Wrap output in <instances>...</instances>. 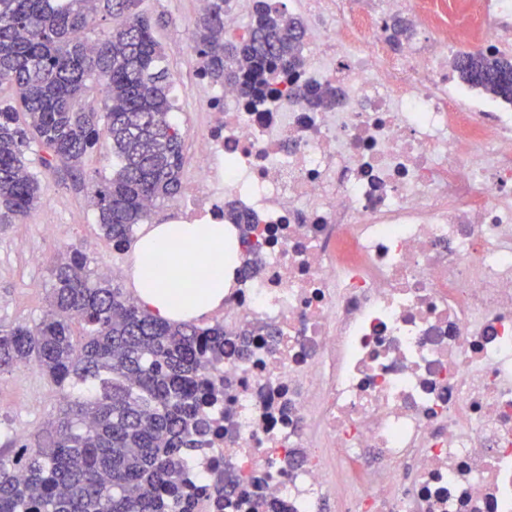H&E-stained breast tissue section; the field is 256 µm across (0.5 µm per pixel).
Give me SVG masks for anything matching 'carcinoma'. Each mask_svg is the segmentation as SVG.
I'll return each instance as SVG.
<instances>
[{
  "instance_id": "carcinoma-1",
  "label": "carcinoma",
  "mask_w": 512,
  "mask_h": 512,
  "mask_svg": "<svg viewBox=\"0 0 512 512\" xmlns=\"http://www.w3.org/2000/svg\"><path fill=\"white\" fill-rule=\"evenodd\" d=\"M140 0H0V222L27 216L40 183L25 163L31 143L46 167L76 170L100 134L112 141V176L92 191L103 238L117 250L137 239L153 207L182 188L183 136L165 53ZM229 0H207L192 33L210 82L231 83L248 103L264 98L276 69L302 65L305 27L267 0H253L248 34L224 38ZM124 23L87 36L99 15ZM460 81L512 101V57L461 52ZM92 85L103 107L85 102ZM336 89H308L312 106ZM246 252L252 224L230 210ZM49 309L32 324L0 325V374L37 370L61 392L57 411L29 443L0 448V512H181L189 451L207 429L206 370L224 362V325L161 321L72 247L47 283Z\"/></svg>"
}]
</instances>
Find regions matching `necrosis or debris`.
Segmentation results:
<instances>
[{
    "label": "necrosis or debris",
    "mask_w": 512,
    "mask_h": 512,
    "mask_svg": "<svg viewBox=\"0 0 512 512\" xmlns=\"http://www.w3.org/2000/svg\"><path fill=\"white\" fill-rule=\"evenodd\" d=\"M296 2L304 67L256 107L208 97L176 208L250 215L257 260L224 290L187 508L512 512V102L448 66L512 55V0Z\"/></svg>",
    "instance_id": "necrosis-or-debris-1"
}]
</instances>
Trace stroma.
<instances>
[{
    "label": "stroma",
    "mask_w": 512,
    "mask_h": 512,
    "mask_svg": "<svg viewBox=\"0 0 512 512\" xmlns=\"http://www.w3.org/2000/svg\"><path fill=\"white\" fill-rule=\"evenodd\" d=\"M153 33L166 54V64L176 84V115L184 139L207 124L203 100L211 88L195 80L199 58L191 40L199 15L197 0H141ZM44 152L31 144L27 159L37 172L41 199L30 215L12 224H0V324L33 323L48 308L45 283L59 253L80 246L96 267L113 265L124 288H132V252H119L97 234L96 216L88 202L92 185L111 173L112 143L101 138L80 170L70 171L60 161L41 165ZM56 226L47 234L44 226ZM40 263H31V255ZM59 393L30 368L0 375V429L33 437L60 403Z\"/></svg>",
    "instance_id": "35a3bbf8"
}]
</instances>
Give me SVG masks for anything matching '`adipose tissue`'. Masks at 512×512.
I'll return each instance as SVG.
<instances>
[{
	"instance_id": "ef3b65f1",
	"label": "adipose tissue",
	"mask_w": 512,
	"mask_h": 512,
	"mask_svg": "<svg viewBox=\"0 0 512 512\" xmlns=\"http://www.w3.org/2000/svg\"><path fill=\"white\" fill-rule=\"evenodd\" d=\"M133 280L146 309L165 321L202 317L224 303V227L220 224H155L136 242ZM164 257L165 277L144 284L143 271Z\"/></svg>"
}]
</instances>
